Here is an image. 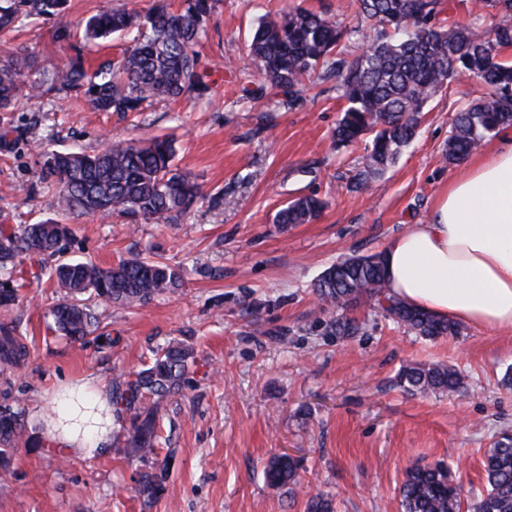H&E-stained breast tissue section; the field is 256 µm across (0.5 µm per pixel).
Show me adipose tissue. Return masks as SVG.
I'll use <instances>...</instances> for the list:
<instances>
[{
  "label": "adipose tissue",
  "instance_id": "1",
  "mask_svg": "<svg viewBox=\"0 0 512 512\" xmlns=\"http://www.w3.org/2000/svg\"><path fill=\"white\" fill-rule=\"evenodd\" d=\"M392 295L434 317L512 333V148L476 161L449 184L425 224H414L385 246ZM92 399L64 425L41 415L48 442L94 458L112 442V395L98 379L63 384Z\"/></svg>",
  "mask_w": 512,
  "mask_h": 512
}]
</instances>
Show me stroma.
<instances>
[{"label":"stroma","instance_id":"35a3bbf8","mask_svg":"<svg viewBox=\"0 0 512 512\" xmlns=\"http://www.w3.org/2000/svg\"><path fill=\"white\" fill-rule=\"evenodd\" d=\"M297 6L359 21L356 0H219L200 47V65L220 85L212 98L183 96L139 112H95L82 101L22 100L0 115L15 128L0 143V225L57 218L54 197L37 183L38 143L58 150H98L115 141L169 135L176 164L203 183L205 198L174 224H138L85 215L73 223L69 259L102 267L135 254L179 268L180 294L145 306L103 309L118 342L72 343L53 332L47 312L59 300L48 278L24 275L19 306L0 308L29 355L0 374V412L25 408L28 447L12 458L0 484V512H305L324 492L339 512H401L407 468L437 462L458 468L465 495L484 486L483 454L512 430V335L462 326L456 337L426 340L367 303L347 310L350 337L331 333L312 284L329 265L382 252L409 225L429 220L448 184L467 164L442 150L458 110L482 93L461 77L425 106L421 133L379 180L357 185L363 144L337 146L343 106L335 78L299 88L296 105L237 62L257 18ZM50 23L0 34V56L27 47L33 71L60 67L75 51L57 42ZM325 203L309 224L281 229L273 217L298 196ZM252 314H245L244 305ZM194 350L183 391L163 413L170 477L163 496L143 507L135 478L143 471L104 449L96 458L67 456L44 444L38 413L60 383L133 373L169 340ZM439 362L469 379L460 395H409L395 383L402 364ZM288 454L300 465L294 494L271 488L267 461Z\"/></svg>","mask_w":512,"mask_h":512}]
</instances>
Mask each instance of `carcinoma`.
Instances as JSON below:
<instances>
[{
    "mask_svg": "<svg viewBox=\"0 0 512 512\" xmlns=\"http://www.w3.org/2000/svg\"><path fill=\"white\" fill-rule=\"evenodd\" d=\"M217 2L181 0L173 9L165 0H156L145 12L100 11L74 28L65 20L67 0H0V32L12 31L26 20L54 19L55 39L71 46L114 37L127 42L119 57L95 69L87 67L79 53L64 68L35 74L28 49L16 48L0 57V112H11L19 100L33 97L82 99L96 112H136L148 103L176 100L190 92L216 94L217 84L200 68L196 47L207 37V20ZM498 2L509 18L486 29L475 23H435L438 0H358L362 28L305 8L268 13L252 30L246 58L267 85L288 95L290 104L299 87L329 74L336 77V90L346 101L336 124V143L369 140L365 169L357 178L367 184L393 166L418 135L428 100L461 75L477 80L484 92L456 114L445 159L459 163L512 126V62L501 56L502 50L512 47V0ZM366 28L374 32L367 46ZM39 156V183L54 191L63 219L0 232V306L5 308L20 303L18 289L8 284L21 259L30 260L31 275L39 278L41 257L64 253L72 236L68 219L117 214L135 224H170L205 197L203 186L175 165V142L169 138L118 142L93 153L62 152L42 144ZM323 208L316 196L295 198L277 210L274 223L283 228L306 224ZM49 278L63 295L50 311L56 328L74 342L93 334L103 347L117 339L110 333L95 334L97 316L80 296L135 307L175 295L183 286L176 268L139 256L109 268L63 259ZM313 292L339 336L358 330L339 311L365 302L416 336L460 334L458 323L435 319L389 294L381 253L337 261L317 277ZM27 356L15 327L0 326V371L19 367ZM192 361L191 349L170 341L134 375L115 374L112 405L118 430L124 432V439L114 445L115 454L142 460L156 457L162 439L161 407L182 390ZM397 384L410 394L457 395L468 389L460 370L441 363L409 362L398 372ZM25 430V409L0 412L1 446H18ZM483 468L484 490L466 503L451 468H407L400 487L403 512H512L511 435L501 432L484 451ZM167 472L163 460L139 475L138 494L144 505L162 495ZM264 479L273 488L292 490L300 485L299 465L287 454L274 456L264 468ZM306 512H335V504L329 495L316 493L307 499Z\"/></svg>",
    "mask_w": 512,
    "mask_h": 512,
    "instance_id": "cac0c4a2",
    "label": "carcinoma"
}]
</instances>
